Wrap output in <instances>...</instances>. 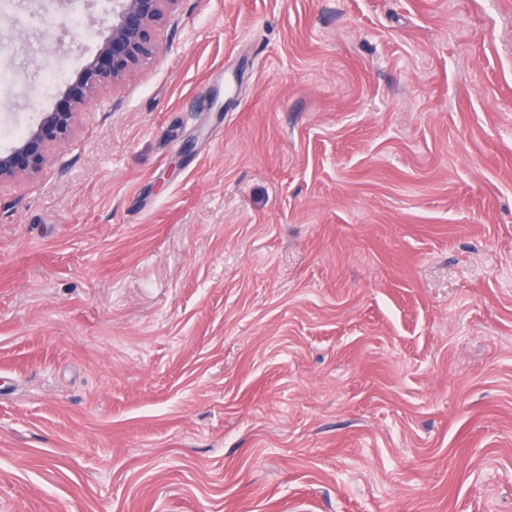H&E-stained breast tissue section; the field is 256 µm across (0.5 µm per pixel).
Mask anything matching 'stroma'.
Instances as JSON below:
<instances>
[{
	"label": "stroma",
	"mask_w": 512,
	"mask_h": 512,
	"mask_svg": "<svg viewBox=\"0 0 512 512\" xmlns=\"http://www.w3.org/2000/svg\"><path fill=\"white\" fill-rule=\"evenodd\" d=\"M0 0V151L53 109ZM0 185V512H512V0H181Z\"/></svg>",
	"instance_id": "1"
}]
</instances>
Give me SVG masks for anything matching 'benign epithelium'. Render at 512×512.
I'll use <instances>...</instances> for the list:
<instances>
[{
  "mask_svg": "<svg viewBox=\"0 0 512 512\" xmlns=\"http://www.w3.org/2000/svg\"><path fill=\"white\" fill-rule=\"evenodd\" d=\"M180 0H112L108 34L95 55L76 72L58 108L37 113L31 126L0 152V185L33 179L52 152L74 134L82 111L104 90L121 89L158 56L156 31L175 14Z\"/></svg>",
  "mask_w": 512,
  "mask_h": 512,
  "instance_id": "benign-epithelium-1",
  "label": "benign epithelium"
}]
</instances>
